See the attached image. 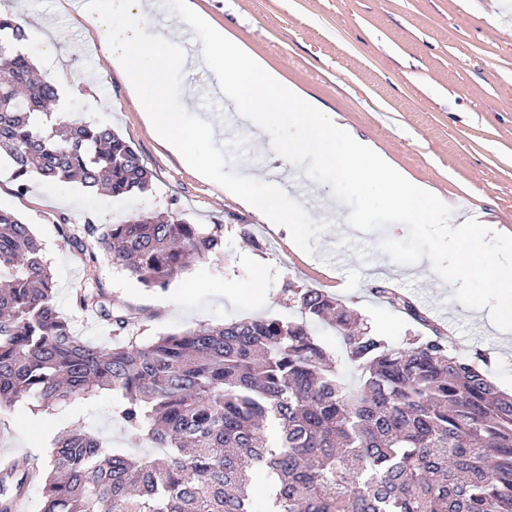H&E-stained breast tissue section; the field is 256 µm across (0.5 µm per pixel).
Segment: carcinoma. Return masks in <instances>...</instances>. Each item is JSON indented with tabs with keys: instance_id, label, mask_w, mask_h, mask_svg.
<instances>
[{
	"instance_id": "obj_1",
	"label": "carcinoma",
	"mask_w": 512,
	"mask_h": 512,
	"mask_svg": "<svg viewBox=\"0 0 512 512\" xmlns=\"http://www.w3.org/2000/svg\"><path fill=\"white\" fill-rule=\"evenodd\" d=\"M25 28L0 17V154L19 188L31 171L122 197L151 173L112 128L36 120L58 100L15 50ZM94 249L148 288L165 289L193 262L224 253V225L136 215L102 228ZM301 320H242L102 347L76 336L54 302L41 243L0 210V406L33 398L52 410L110 393L138 441L162 457L107 448L87 430L56 443L49 471L16 458L0 470V512L43 484L38 512H512V394L489 361L460 357L433 335L392 345L334 297L291 288ZM374 293L430 321L400 292ZM119 336L122 308L95 288L77 293ZM336 331L357 382L345 380L311 324Z\"/></svg>"
}]
</instances>
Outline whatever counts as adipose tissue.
<instances>
[{"label": "adipose tissue", "instance_id": "ef3b65f1", "mask_svg": "<svg viewBox=\"0 0 512 512\" xmlns=\"http://www.w3.org/2000/svg\"><path fill=\"white\" fill-rule=\"evenodd\" d=\"M76 15L107 45L106 57L126 85L129 96L159 141L185 157L195 173L215 179L220 171L212 148L217 120L206 118L186 125L184 115L166 108L173 68L205 72L220 87L240 115L244 127L263 136L288 127L298 134L277 146L282 164L299 169L310 158L332 169L355 190L380 201L407 224L435 223L437 199L408 179L369 142L337 124L336 115L301 95L275 71L242 49L232 46L222 27L188 11L177 0H81ZM187 25L201 35L202 50L189 57L173 39L175 26ZM151 29L148 42L138 35ZM226 197L257 215L264 223L285 230L289 246L301 239L302 220L288 207V185L248 174L225 182Z\"/></svg>", "mask_w": 512, "mask_h": 512}]
</instances>
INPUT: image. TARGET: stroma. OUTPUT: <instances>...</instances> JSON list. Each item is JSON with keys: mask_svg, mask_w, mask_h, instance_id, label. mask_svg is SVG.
<instances>
[{"mask_svg": "<svg viewBox=\"0 0 512 512\" xmlns=\"http://www.w3.org/2000/svg\"><path fill=\"white\" fill-rule=\"evenodd\" d=\"M183 2L336 113L340 124L428 186L456 218L474 215L512 235V0ZM0 14L55 29L53 55L31 56L40 73L78 118L117 130L152 173L148 191L124 197L92 196L76 184L37 175L21 191L10 162L0 161V208L16 213L39 239L57 307L75 335L112 343L97 315L76 303L77 292L88 286L129 310L133 321L126 336L137 344L198 325L300 319L289 299L292 288H318L336 297L390 343L427 335L425 326L374 294V287L385 286L416 306H439L458 355L470 358L482 350L496 384L512 387V332L499 331L488 310L451 301L452 286L437 285L429 259L410 267L386 259L379 243L387 236L404 238L403 225L355 230L346 223L349 207L332 198L330 186L308 180L288 196L289 207L305 216L301 246L291 249L283 233L225 198L223 181L200 180L155 141L107 61L102 38L75 22L69 0H0ZM292 135L275 130L262 145L240 130L236 116H225L215 142L225 179L240 170H271L272 145ZM63 213L72 219L65 230L57 223ZM144 213L223 225V255L195 262L167 288L149 289L105 256L88 263L63 241V232L82 233L86 220L101 228ZM112 403L103 393L48 414L32 413L28 400L0 408V461L25 457L46 469L60 432L88 425L106 447L145 454L111 413Z\"/></svg>", "mask_w": 512, "mask_h": 512, "instance_id": "stroma-1", "label": "stroma"}]
</instances>
